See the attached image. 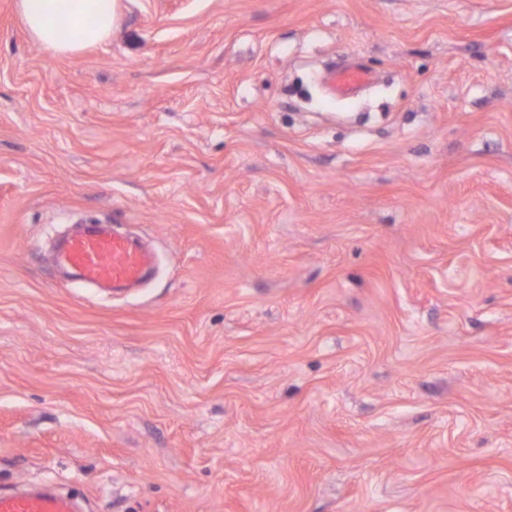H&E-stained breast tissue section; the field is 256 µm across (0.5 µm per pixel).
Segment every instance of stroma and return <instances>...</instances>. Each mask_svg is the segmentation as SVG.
<instances>
[{
    "instance_id": "obj_1",
    "label": "stroma",
    "mask_w": 512,
    "mask_h": 512,
    "mask_svg": "<svg viewBox=\"0 0 512 512\" xmlns=\"http://www.w3.org/2000/svg\"><path fill=\"white\" fill-rule=\"evenodd\" d=\"M0 0V490L86 512H512V0ZM350 56L376 80L332 98ZM137 290L60 280L70 224ZM33 2L17 0V7L28 34L49 52L77 53L112 36L114 0H42L39 9ZM57 16L67 24L58 25ZM54 263L73 282L122 290L141 281L155 254L137 240L113 233L110 224H79L59 245Z\"/></svg>"
}]
</instances>
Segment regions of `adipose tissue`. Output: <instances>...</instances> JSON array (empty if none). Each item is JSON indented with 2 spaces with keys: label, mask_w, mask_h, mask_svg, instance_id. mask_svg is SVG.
<instances>
[{
  "label": "adipose tissue",
  "mask_w": 512,
  "mask_h": 512,
  "mask_svg": "<svg viewBox=\"0 0 512 512\" xmlns=\"http://www.w3.org/2000/svg\"><path fill=\"white\" fill-rule=\"evenodd\" d=\"M28 34L46 50L73 54L108 40L114 26L112 0H17Z\"/></svg>",
  "instance_id": "obj_1"
}]
</instances>
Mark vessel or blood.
<instances>
[{"instance_id":"obj_1","label":"vessel or blood","mask_w":512,"mask_h":512,"mask_svg":"<svg viewBox=\"0 0 512 512\" xmlns=\"http://www.w3.org/2000/svg\"><path fill=\"white\" fill-rule=\"evenodd\" d=\"M334 92L351 96L367 84L370 74L356 63L345 64L329 76ZM54 263L67 278L119 290L138 284L155 263L154 253L132 238L113 233L107 224H82L63 240ZM0 512H79L72 497L45 488L25 493L1 494Z\"/></svg>"}]
</instances>
